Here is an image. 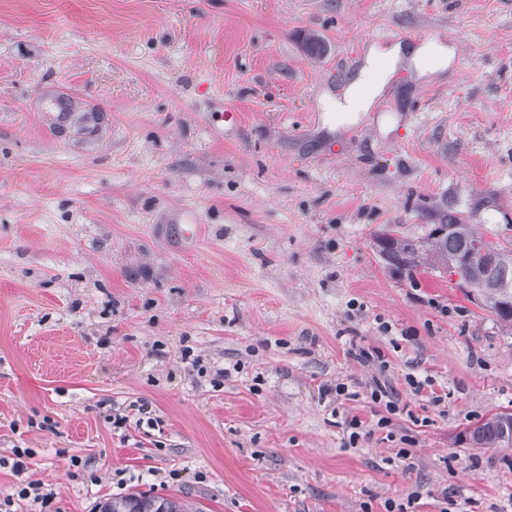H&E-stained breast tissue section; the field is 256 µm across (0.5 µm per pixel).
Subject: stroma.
<instances>
[{
	"instance_id": "1",
	"label": "stroma",
	"mask_w": 512,
	"mask_h": 512,
	"mask_svg": "<svg viewBox=\"0 0 512 512\" xmlns=\"http://www.w3.org/2000/svg\"><path fill=\"white\" fill-rule=\"evenodd\" d=\"M379 34L453 58L380 61L345 122ZM460 219L512 247V0H0V457L33 451L0 497L512 512V446L466 438L512 409V321L378 253ZM372 64L360 69L357 77L350 84L343 95V101H336V112L353 116L355 112H360L368 108L373 98L381 90L382 84L372 80ZM363 88V91H361ZM43 485L38 481H29L26 484H20L15 493L0 498V511L1 512H17L13 509L16 501L32 498L33 503L39 504L40 509L34 510L39 512H55L52 511V501L54 499L51 491L45 492Z\"/></svg>"
}]
</instances>
